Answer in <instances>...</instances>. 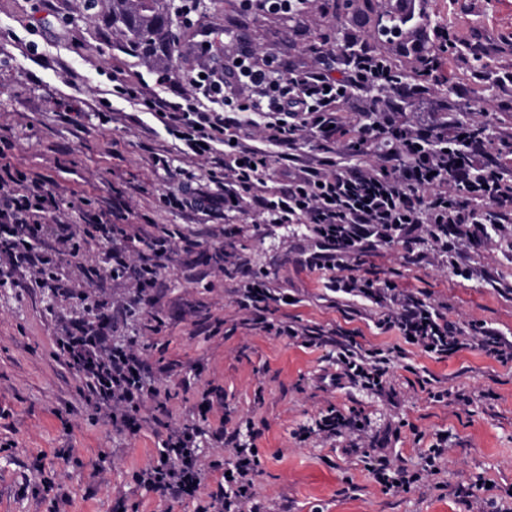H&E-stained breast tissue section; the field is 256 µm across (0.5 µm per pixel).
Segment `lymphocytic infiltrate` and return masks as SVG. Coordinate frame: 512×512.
I'll list each match as a JSON object with an SVG mask.
<instances>
[{
	"mask_svg": "<svg viewBox=\"0 0 512 512\" xmlns=\"http://www.w3.org/2000/svg\"><path fill=\"white\" fill-rule=\"evenodd\" d=\"M314 61L282 67L275 55L256 64L232 33L224 35L222 57L203 65L200 74L180 82L161 74L168 95L145 94L143 88L119 83L117 92L161 119L183 143V153L203 157L211 166L205 180L185 173L177 191L160 195L162 205L204 216L227 212L249 224H301L314 247L303 259L312 270L334 271L337 291L381 304V327L397 332L406 343L446 356L471 347L500 363L512 362V340L486 324L454 326L441 306L389 281L357 277L353 269L368 251L399 243L407 258L448 263L455 276L471 279L474 271L456 250L460 236L475 244L493 243L512 224V167L487 165L481 151L471 152L453 167L440 141L447 124L421 128L401 123L393 105L370 102L373 87L395 83L383 69L376 48L351 33L343 39L323 37L312 45ZM256 116L253 129L241 127L238 113ZM315 143V152L305 151ZM362 147L371 160L350 166L343 149ZM278 177L285 192L269 190ZM51 176L16 178L0 168V256L17 267L53 279L52 260L80 263L85 240L68 225L49 224L47 213L60 209ZM93 229L112 257L113 279L131 283L136 302L157 287L168 262L191 252L181 243L145 230L128 231L109 221L108 211L93 217ZM280 297L267 282L253 276L238 290L239 310L263 331L314 346L322 330L302 324L265 321ZM86 378L99 403L111 406L113 424L133 428L147 404L158 402V388L146 385L133 348L113 347L102 325L78 328L60 344ZM390 360L378 352H360L341 344L333 382L384 390ZM214 441L231 448L235 464L224 478L232 494L224 512H260L253 504L251 475L258 451L239 444L236 434L217 428ZM448 450V439L436 435L419 468L409 471L383 455H367L366 469L383 491L404 493L436 473ZM204 477L196 448V430L170 431L158 459L139 473L154 491L178 499L196 497Z\"/></svg>",
	"mask_w": 512,
	"mask_h": 512,
	"instance_id": "obj_1",
	"label": "lymphocytic infiltrate"
}]
</instances>
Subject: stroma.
Returning <instances> with one entry per match:
<instances>
[{
	"mask_svg": "<svg viewBox=\"0 0 512 512\" xmlns=\"http://www.w3.org/2000/svg\"><path fill=\"white\" fill-rule=\"evenodd\" d=\"M400 13L397 0H355L348 8L341 0H315L299 33L282 16L243 12L240 0H199L195 13L176 18L178 40L158 63L129 52L103 20L84 19L80 0H53L48 8L41 0H0V165L53 176L64 201L56 217L76 232L85 228L83 210L108 209L118 199L130 208V223L148 219L157 231L203 239L189 261L163 271L155 303L144 310L128 306L127 284L98 287L66 262L57 273L70 281L68 295L0 273V512H196L222 481L210 462L232 461L210 438L223 422L258 451L254 494L263 512H477L487 498L499 512H512V364L472 348L437 358L382 332L383 308L334 292L331 273L297 265L304 238L293 228L241 225L236 248L249 274L267 275L291 299L273 320L349 335L361 350H403L392 368L395 398L328 386L335 347H308L244 326L234 303L239 272L217 270L209 259L224 243L225 219L203 224L159 203L179 177L156 170L153 153L200 176L208 163L181 158L161 120L114 91L117 77L152 87L161 71L181 79L195 74L205 62L197 42L204 28L234 29L252 54L277 53L289 67L317 36L343 28L370 40L380 18ZM440 26L452 34L448 86L458 93L442 86L406 103L405 121L434 120L438 102L450 98L468 122L492 126L495 147L511 153L512 100L493 79L512 71V0H422L421 15L404 32L414 40ZM466 253L478 271L471 280L445 266L410 263L397 245L364 256L357 272L445 303L459 325L481 321L512 338V244ZM85 295L112 306L115 335L136 339L149 369L168 366L159 381L169 395L165 412L173 425L198 430L199 458L208 468L198 500H174L137 481L158 458L164 433L150 422L135 433L113 429L84 378L60 355L56 338L65 324L90 316ZM153 317L160 322L155 330ZM432 387L478 397L468 406L446 405L430 398ZM206 390L212 408L203 416L197 404ZM331 407L361 414L372 432L387 433L388 452L411 469L435 434L449 433L447 459L409 493L383 492L361 452L346 451L343 440L298 441Z\"/></svg>",
	"mask_w": 512,
	"mask_h": 512,
	"instance_id": "1",
	"label": "stroma"
}]
</instances>
